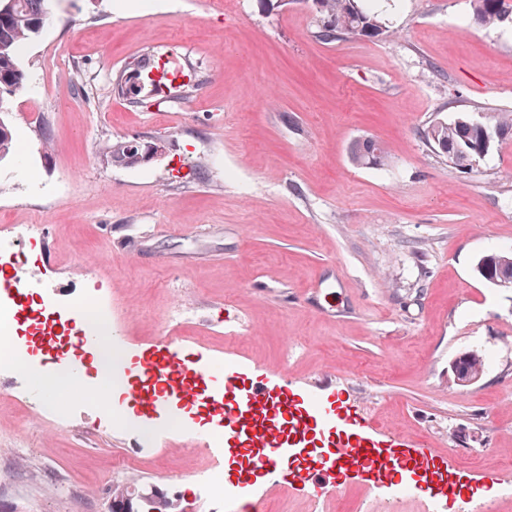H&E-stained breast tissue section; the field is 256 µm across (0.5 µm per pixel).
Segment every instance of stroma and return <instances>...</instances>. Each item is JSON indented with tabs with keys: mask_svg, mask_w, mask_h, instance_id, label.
<instances>
[{
	"mask_svg": "<svg viewBox=\"0 0 512 512\" xmlns=\"http://www.w3.org/2000/svg\"><path fill=\"white\" fill-rule=\"evenodd\" d=\"M23 48L25 87L11 99L18 151L0 161V231L33 224L45 252L40 293L101 297L112 339L142 355L188 321L191 359H239L291 380L298 394L340 399L348 415L433 451L476 506L512 490V289L480 280L478 258L512 252V133L469 173L435 154V121L512 112V23L471 22V0H395L387 37L326 43L303 0H52ZM187 60L186 96L119 97L124 66L151 54ZM50 141H43L42 130ZM159 140L147 163L108 164L110 141ZM377 140L386 162L353 165ZM332 279L341 318L306 294ZM480 353L461 387L451 364ZM41 393L0 366V478L26 449L9 512H109L129 484L179 498L185 512H226L198 472L239 447L204 448L196 428L107 419L93 400L66 422L39 416ZM137 471L117 475L128 454ZM79 485V497L63 486ZM264 512H427L358 474L324 490L286 469ZM350 157L355 165L366 168L384 166L386 161L385 152L380 144L365 138L358 139L353 143ZM463 357H459V367H460V373L466 376H476L479 372L482 374L484 373L485 368V360L482 355L477 353L472 354H464ZM458 360V359H457ZM457 360L453 363L451 366V371L454 374V381L457 385H469L474 383L480 378V375L476 376L475 378H469V379H458V374L456 371L457 366ZM481 369V370H480Z\"/></svg>",
	"mask_w": 512,
	"mask_h": 512,
	"instance_id": "1",
	"label": "stroma"
}]
</instances>
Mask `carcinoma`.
<instances>
[{
	"label": "carcinoma",
	"mask_w": 512,
	"mask_h": 512,
	"mask_svg": "<svg viewBox=\"0 0 512 512\" xmlns=\"http://www.w3.org/2000/svg\"><path fill=\"white\" fill-rule=\"evenodd\" d=\"M15 15L0 20V76L9 79V89L0 86V100L21 91L26 83V73L20 63V47L37 36L49 16V0H16ZM382 0H316L319 39L331 43L341 41L350 29H360V35L375 39L387 33ZM512 16V0H474L473 19L484 26L504 22ZM137 68H127L115 82L116 90L123 95L139 92V73L143 60H136ZM0 117L6 119L7 132L0 131V161L8 158L16 143L13 135L12 116L6 106L0 107ZM512 131V113L500 112L490 125L472 118H459L452 122H436L425 131V138L439 156L466 170L481 159L476 152L486 137L496 138ZM133 142L120 140L107 144L103 149L106 160L115 167H127L134 152ZM352 162L366 168L385 165L386 156L379 143L372 139L356 140L350 151ZM487 277L512 280V253H498L485 266ZM460 373L475 376L485 368V360L477 353L465 354L459 359ZM151 505L135 498L130 502H109V512H149Z\"/></svg>",
	"instance_id": "obj_1"
}]
</instances>
